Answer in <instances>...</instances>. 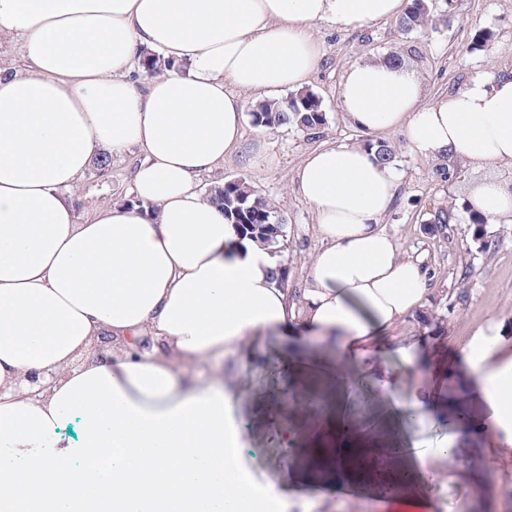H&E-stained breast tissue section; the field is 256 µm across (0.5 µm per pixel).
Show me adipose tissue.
Returning a JSON list of instances; mask_svg holds the SVG:
<instances>
[{"label": "adipose tissue", "mask_w": 512, "mask_h": 512, "mask_svg": "<svg viewBox=\"0 0 512 512\" xmlns=\"http://www.w3.org/2000/svg\"><path fill=\"white\" fill-rule=\"evenodd\" d=\"M409 0H0V512H268L242 482L249 453L232 373L264 333H306L335 351L318 386L362 368L374 389L430 375L424 342L394 335L421 312L420 261L400 257L383 220L399 174L364 145H325L295 171L321 245L301 305L269 246L239 239L198 187L244 138L245 97L301 91L323 60L312 27L358 30ZM168 66L141 75L144 52ZM403 63L351 66L339 106L368 133H402L418 156L512 168V71L427 103ZM136 150L133 201L78 217L68 190L102 154ZM488 224L512 223V190L468 198ZM110 361L90 359L97 336ZM485 332L469 344L472 408L460 436L495 433L512 450V359ZM54 374L45 389L27 374Z\"/></svg>", "instance_id": "ef3b65f1"}]
</instances>
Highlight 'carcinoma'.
<instances>
[{
  "label": "carcinoma",
  "instance_id": "carcinoma-1",
  "mask_svg": "<svg viewBox=\"0 0 512 512\" xmlns=\"http://www.w3.org/2000/svg\"><path fill=\"white\" fill-rule=\"evenodd\" d=\"M450 21L432 10L429 0H411L401 19V29L433 30ZM256 126L277 128L292 125L316 131L325 124L321 101L311 93H300L284 100L259 104L250 112ZM214 198L224 205V216L235 226L239 238H250L277 245L284 240V220L278 208L262 194L244 189L241 181H230L218 188Z\"/></svg>",
  "mask_w": 512,
  "mask_h": 512
}]
</instances>
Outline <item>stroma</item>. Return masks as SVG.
I'll return each instance as SVG.
<instances>
[{"instance_id": "obj_1", "label": "stroma", "mask_w": 512, "mask_h": 512, "mask_svg": "<svg viewBox=\"0 0 512 512\" xmlns=\"http://www.w3.org/2000/svg\"><path fill=\"white\" fill-rule=\"evenodd\" d=\"M451 8L455 20L429 33L401 31L395 19L357 31L315 24L312 34L323 48L324 59L308 90L322 103L324 125L311 132L245 124L240 154L200 177L204 190L219 182L250 179L282 208L285 247L277 257L288 269L293 299H301L307 288L309 261L320 245L311 209L293 183L295 168L304 155L323 145H358L369 139L347 122L339 107L344 72L358 61L401 53L421 82L425 101L430 102L489 70L512 71V0H452ZM384 140L395 148L401 174L394 205L385 218L386 228L403 255L423 256L429 270L430 295L424 316L408 317L397 333L426 337L432 360L444 377L443 394L460 399L464 392L455 374L464 368L463 351L478 330H498L499 344L506 356H512V224L473 223L466 207L472 185L488 175L512 189V169L491 173L457 159L452 164L455 175L448 180L438 171L440 158L410 154L402 134L391 133ZM135 162V155L127 154L113 159L107 175L86 171L74 190L80 215L129 197ZM446 206L454 214L446 230L430 231V213ZM288 342V337L267 334L258 340L264 351L261 359L241 362L229 355L221 361L222 366L237 369L240 377L232 405L255 454L244 472L247 481L262 489L281 490L293 481L302 484L301 496L308 506L290 512H326L318 505L315 476L299 468L288 469L283 462L285 446L263 422L265 414L285 404L300 415L294 447L304 451L327 439L322 429L324 407L314 406L288 388L291 375L277 357L287 350ZM417 394L418 385L411 379L384 399L354 383L344 389L348 412L361 427L358 447L418 449L415 464L419 473L425 472L434 450L454 437L451 415L435 412L404 417L396 424L386 419L389 411L412 406ZM490 455L489 440L473 439L448 479L423 482L402 475L399 458L389 457L384 472L374 475L370 489L382 494L387 484H396L401 496L428 498L434 512H512V499L498 492L500 485H512V455L501 459L492 475L486 472Z\"/></svg>"}]
</instances>
